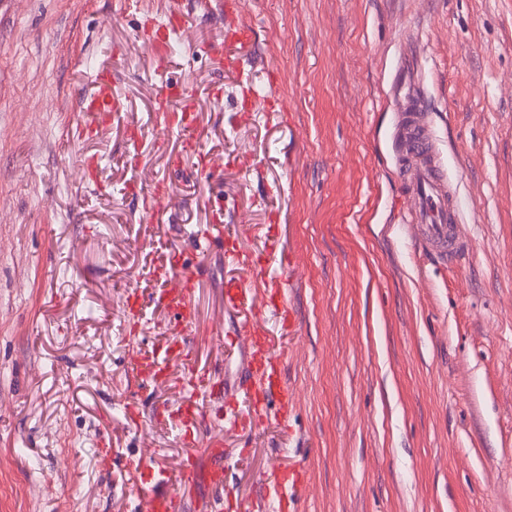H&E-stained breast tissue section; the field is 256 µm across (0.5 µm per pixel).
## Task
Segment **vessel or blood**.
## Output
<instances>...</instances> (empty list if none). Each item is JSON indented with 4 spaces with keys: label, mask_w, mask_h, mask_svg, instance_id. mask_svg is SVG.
I'll list each match as a JSON object with an SVG mask.
<instances>
[{
    "label": "vessel or blood",
    "mask_w": 512,
    "mask_h": 512,
    "mask_svg": "<svg viewBox=\"0 0 512 512\" xmlns=\"http://www.w3.org/2000/svg\"><path fill=\"white\" fill-rule=\"evenodd\" d=\"M169 21L165 24L145 19L141 35L159 60L167 66L171 37L193 25V12L187 0H168ZM253 32L246 20L234 23L226 41L213 43L211 52L223 56L225 43L246 44ZM404 91L400 96L402 115L397 137L401 146L399 174L404 185L403 206L408 223L419 230V239L440 258L457 263L469 246L461 220L460 198L454 183L442 172V164L432 145L428 115L417 87L412 59L403 64ZM159 111L172 113L182 134L186 150L198 146L200 132L197 115L184 94L169 83H161L157 93ZM120 102L112 89V71L99 67L93 73L92 87L81 94L79 112L85 129L99 131L106 116L118 109ZM253 277L250 282L224 292V303L234 315L230 347L244 355L238 371L237 387L248 402L253 417L264 416L275 409L279 420H287L294 406V391L282 379L279 363L269 351L270 339L264 330L263 315L276 311L285 332H293L296 318L286 304L281 291L272 289L262 257L249 262ZM163 277L165 288L153 291L151 302L173 313L176 333L157 341L152 349L136 352L131 359V373L141 384H167L175 368L188 365L190 350L184 339L191 329L195 311L190 295L196 283L181 251H173L168 265L156 268ZM156 420L175 429L186 449L177 469L171 470L156 463H137L128 473L135 488L141 489V512H179L184 496L197 487L214 494L216 503H223L224 442L207 434L203 409L194 397H186L177 407L160 406ZM304 480L302 471H274L271 484L280 497H287Z\"/></svg>",
    "instance_id": "vessel-or-blood-1"
}]
</instances>
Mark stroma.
Returning <instances> with one entry per match:
<instances>
[{
	"instance_id": "1",
	"label": "stroma",
	"mask_w": 512,
	"mask_h": 512,
	"mask_svg": "<svg viewBox=\"0 0 512 512\" xmlns=\"http://www.w3.org/2000/svg\"><path fill=\"white\" fill-rule=\"evenodd\" d=\"M191 6L160 74L138 28L165 21L167 0H0V512H139L127 465L174 468L184 452L152 418L182 384L130 377L131 352L173 324L148 298L151 271L175 248L197 268L189 349L234 381L224 288L249 269L225 264L228 244L286 284L296 334L264 322L298 402L284 423L210 422L224 512H245L274 466L306 485L268 512H512V0H247L243 77L208 51L230 24L216 0ZM407 50L470 224L456 265L417 249L394 203ZM101 65L123 108L82 138L78 95ZM162 77L188 92L218 174L154 112ZM257 89L289 121L243 111ZM215 195L225 245L204 238Z\"/></svg>"
}]
</instances>
